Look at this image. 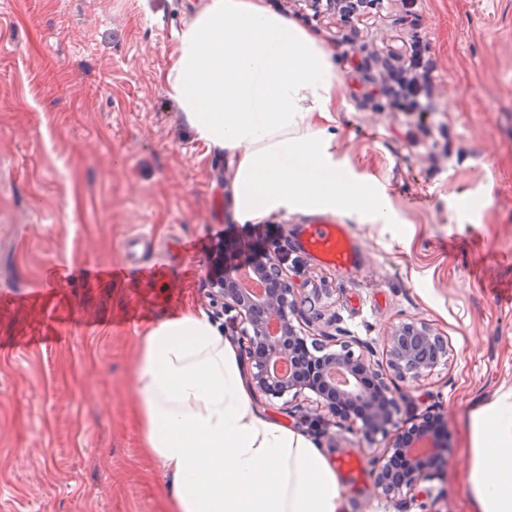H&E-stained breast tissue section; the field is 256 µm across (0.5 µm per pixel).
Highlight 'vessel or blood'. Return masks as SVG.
I'll return each instance as SVG.
<instances>
[{
	"instance_id": "obj_1",
	"label": "vessel or blood",
	"mask_w": 512,
	"mask_h": 512,
	"mask_svg": "<svg viewBox=\"0 0 512 512\" xmlns=\"http://www.w3.org/2000/svg\"><path fill=\"white\" fill-rule=\"evenodd\" d=\"M302 246L326 267L346 273L359 268L357 235L337 214L311 216L303 229Z\"/></svg>"
}]
</instances>
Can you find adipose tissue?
Segmentation results:
<instances>
[{"mask_svg":"<svg viewBox=\"0 0 512 512\" xmlns=\"http://www.w3.org/2000/svg\"><path fill=\"white\" fill-rule=\"evenodd\" d=\"M166 92L196 139L231 157L239 223L339 209L394 223L374 181L336 159L328 52L262 0H209L177 34ZM140 341L134 401L178 512H347L332 460L254 408L234 344L206 313L158 319ZM471 436L474 512H512V402L476 412Z\"/></svg>","mask_w":512,"mask_h":512,"instance_id":"obj_1","label":"adipose tissue"}]
</instances>
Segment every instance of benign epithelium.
Wrapping results in <instances>:
<instances>
[{
  "mask_svg": "<svg viewBox=\"0 0 512 512\" xmlns=\"http://www.w3.org/2000/svg\"><path fill=\"white\" fill-rule=\"evenodd\" d=\"M247 269L261 280V287H240L239 272ZM208 296L240 318L239 333L247 341L244 365L249 384L265 402L289 407L305 391L316 395L317 407L336 414L338 403H364L367 417L359 422L368 435L390 436L374 475L371 492L377 497L399 499L418 489L431 477L433 461L446 465L451 459L448 434L426 433L430 417H415L397 426L393 378L418 380L429 375L447 355L443 336L427 322L406 319L394 324L385 336L386 366L363 353H355L351 336L323 335L307 341L294 321L306 300L292 287L290 278L272 258L257 264L226 269L209 282ZM405 454L410 470L396 476L391 460Z\"/></svg>",
  "mask_w": 512,
  "mask_h": 512,
  "instance_id": "benign-epithelium-1",
  "label": "benign epithelium"
}]
</instances>
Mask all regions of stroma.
<instances>
[{
	"label": "stroma",
	"instance_id": "35a3bbf8",
	"mask_svg": "<svg viewBox=\"0 0 512 512\" xmlns=\"http://www.w3.org/2000/svg\"><path fill=\"white\" fill-rule=\"evenodd\" d=\"M206 2L0 0V512H176L132 398L140 337L189 307L230 334L207 279L266 256L303 295L330 289L308 335L357 337L381 362L401 319L442 334L446 363L397 395L400 418L439 412L452 450L410 512H471L469 422L512 393V0H421L415 26L366 6L365 49L402 55L419 38L437 62L439 133L415 141L401 115L359 108L349 27L292 16L339 73L337 160L371 176L396 216L345 214L353 273L298 247L306 213L238 223L229 159L167 96L175 33ZM143 230L130 263L124 242ZM58 267L74 277L48 285ZM104 267L124 287L88 279ZM315 442L334 460L360 456L363 481L343 480L348 512H398L369 493L386 439L336 417Z\"/></svg>",
	"mask_w": 512,
	"mask_h": 512
}]
</instances>
